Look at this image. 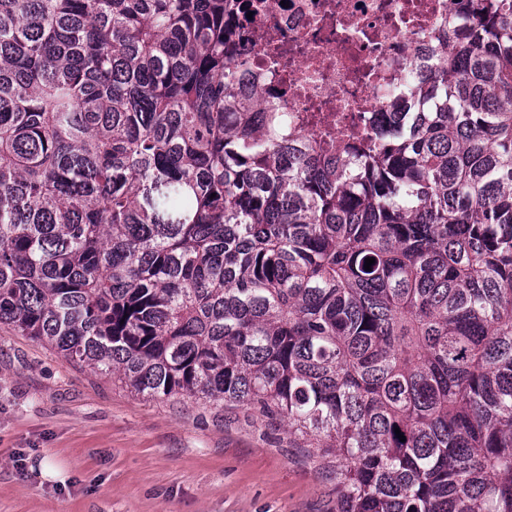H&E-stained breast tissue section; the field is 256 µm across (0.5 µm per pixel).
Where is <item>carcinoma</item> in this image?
I'll list each match as a JSON object with an SVG mask.
<instances>
[{
	"label": "carcinoma",
	"mask_w": 512,
	"mask_h": 512,
	"mask_svg": "<svg viewBox=\"0 0 512 512\" xmlns=\"http://www.w3.org/2000/svg\"><path fill=\"white\" fill-rule=\"evenodd\" d=\"M458 2L332 156L238 98L244 0H0V324L278 417L337 512H512V0Z\"/></svg>",
	"instance_id": "1"
}]
</instances>
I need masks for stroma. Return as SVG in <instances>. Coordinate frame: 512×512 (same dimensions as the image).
I'll return each instance as SVG.
<instances>
[{
    "instance_id": "obj_1",
    "label": "stroma",
    "mask_w": 512,
    "mask_h": 512,
    "mask_svg": "<svg viewBox=\"0 0 512 512\" xmlns=\"http://www.w3.org/2000/svg\"><path fill=\"white\" fill-rule=\"evenodd\" d=\"M0 512H336V461L256 410L147 400L0 325Z\"/></svg>"
}]
</instances>
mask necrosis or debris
I'll list each match as a JSON object with an SVG mask.
<instances>
[{"label":"necrosis or debris","instance_id":"4bbe7bcc","mask_svg":"<svg viewBox=\"0 0 512 512\" xmlns=\"http://www.w3.org/2000/svg\"><path fill=\"white\" fill-rule=\"evenodd\" d=\"M231 48L239 97L268 94L289 127L341 141L396 111L413 65L433 66L436 39L468 25L448 0H249Z\"/></svg>","mask_w":512,"mask_h":512}]
</instances>
